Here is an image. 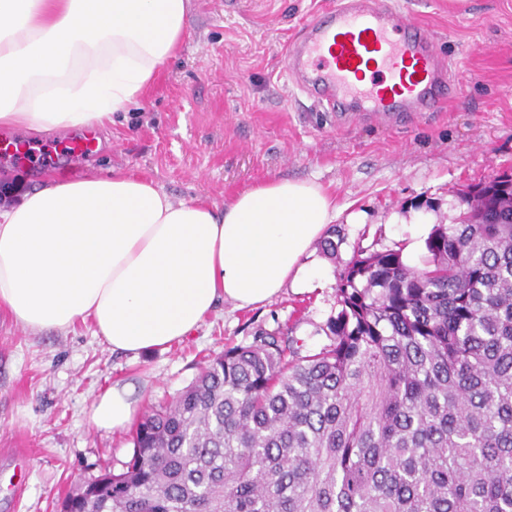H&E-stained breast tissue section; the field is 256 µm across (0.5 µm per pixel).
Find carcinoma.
Listing matches in <instances>:
<instances>
[{
	"label": "carcinoma",
	"mask_w": 512,
	"mask_h": 512,
	"mask_svg": "<svg viewBox=\"0 0 512 512\" xmlns=\"http://www.w3.org/2000/svg\"><path fill=\"white\" fill-rule=\"evenodd\" d=\"M422 266L355 251L330 343L227 347L142 415L70 512H512V174L459 196Z\"/></svg>",
	"instance_id": "obj_1"
}]
</instances>
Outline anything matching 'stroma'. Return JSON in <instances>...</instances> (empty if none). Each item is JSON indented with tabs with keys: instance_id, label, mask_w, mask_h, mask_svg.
Here are the masks:
<instances>
[{
	"instance_id": "35a3bbf8",
	"label": "stroma",
	"mask_w": 512,
	"mask_h": 512,
	"mask_svg": "<svg viewBox=\"0 0 512 512\" xmlns=\"http://www.w3.org/2000/svg\"><path fill=\"white\" fill-rule=\"evenodd\" d=\"M185 34L138 107L96 131V151L74 156L69 131L28 133L36 160L0 158V174L38 187L50 176L121 170L174 200L223 205L270 176L332 190L336 253L319 287H286L269 303H219L184 342L133 357L93 336L32 333L0 313V512H59L64 496L132 454L130 428L88 424L94 396L128 387L137 414L167 402L224 348L262 332L294 337L304 353L328 344L340 271L357 249L412 242L413 225L449 224L459 192L512 174V0H391L434 33L460 82L438 112L397 125L340 126L293 88L285 50L335 0H188Z\"/></svg>"
}]
</instances>
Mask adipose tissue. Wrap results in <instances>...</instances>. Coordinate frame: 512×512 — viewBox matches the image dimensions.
Segmentation results:
<instances>
[{
	"label": "adipose tissue",
	"instance_id": "ef3b65f1",
	"mask_svg": "<svg viewBox=\"0 0 512 512\" xmlns=\"http://www.w3.org/2000/svg\"><path fill=\"white\" fill-rule=\"evenodd\" d=\"M187 0H0V128L104 129L178 51ZM335 195L269 177L215 207L126 173L47 180L0 206V311L31 332L91 321L136 355L181 342L222 301L246 308L324 274L314 243ZM128 389L97 394L98 430L133 418Z\"/></svg>",
	"mask_w": 512,
	"mask_h": 512
}]
</instances>
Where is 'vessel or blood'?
I'll return each instance as SVG.
<instances>
[{
    "label": "vessel or blood",
    "mask_w": 512,
    "mask_h": 512,
    "mask_svg": "<svg viewBox=\"0 0 512 512\" xmlns=\"http://www.w3.org/2000/svg\"><path fill=\"white\" fill-rule=\"evenodd\" d=\"M287 72L341 122L399 123L456 90L430 33L387 0H338L314 16L288 48Z\"/></svg>",
    "instance_id": "vessel-or-blood-1"
}]
</instances>
